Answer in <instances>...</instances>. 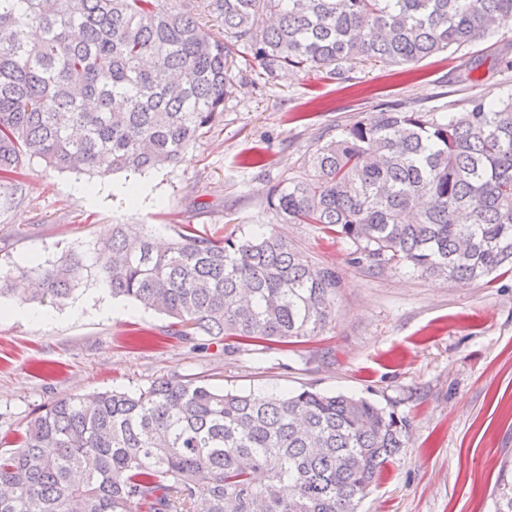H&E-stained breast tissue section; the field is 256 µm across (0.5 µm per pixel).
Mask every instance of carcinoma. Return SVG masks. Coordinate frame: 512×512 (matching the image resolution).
Listing matches in <instances>:
<instances>
[{
    "label": "carcinoma",
    "instance_id": "1",
    "mask_svg": "<svg viewBox=\"0 0 512 512\" xmlns=\"http://www.w3.org/2000/svg\"><path fill=\"white\" fill-rule=\"evenodd\" d=\"M224 24L223 41L203 22ZM512 27V0H0V188L26 158L96 176L175 165L224 117L237 58L266 79L357 64L413 67ZM77 28L81 36L70 38ZM308 173L268 193L276 224L165 250L114 224L84 253L0 275V298L63 306L73 271L175 319L177 334L251 347L316 336L339 279L277 230L320 224L378 266L448 281L512 270V95L434 117L384 109L321 138ZM406 420L309 389L256 398L191 378L53 402L0 454V512H358L405 447Z\"/></svg>",
    "mask_w": 512,
    "mask_h": 512
}]
</instances>
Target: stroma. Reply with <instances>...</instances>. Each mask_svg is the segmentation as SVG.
Masks as SVG:
<instances>
[{
	"mask_svg": "<svg viewBox=\"0 0 512 512\" xmlns=\"http://www.w3.org/2000/svg\"><path fill=\"white\" fill-rule=\"evenodd\" d=\"M512 28L421 61L412 75L356 69L346 88L323 72L274 80L235 76L224 118L171 167L105 177L58 171L37 159L17 205L0 206V272L34 256L56 261L115 224H148L168 244L180 225L252 233L269 223L266 197L304 172L318 138L383 107L445 114L468 98L512 94ZM143 182L128 204L116 186ZM104 192L76 196L78 184ZM281 232L340 277L319 335L225 355L172 338V320L83 279L69 304H40L36 324L0 315V451L29 416L57 399L134 391L186 377L254 395L309 387L370 400L410 424L409 441L384 468L359 512H497V486L512 466V271L490 282L445 281L357 261L350 242L315 224ZM111 299L104 316L99 307Z\"/></svg>",
	"mask_w": 512,
	"mask_h": 512,
	"instance_id": "obj_1",
	"label": "stroma"
}]
</instances>
